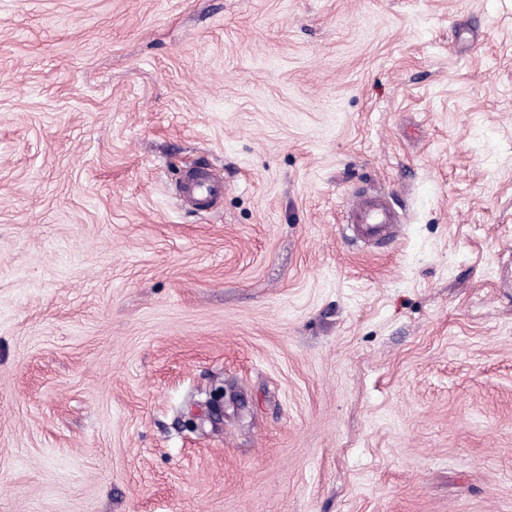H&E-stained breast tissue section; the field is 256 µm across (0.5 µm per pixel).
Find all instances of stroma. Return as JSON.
Returning a JSON list of instances; mask_svg holds the SVG:
<instances>
[{
    "instance_id": "35a3bbf8",
    "label": "stroma",
    "mask_w": 512,
    "mask_h": 512,
    "mask_svg": "<svg viewBox=\"0 0 512 512\" xmlns=\"http://www.w3.org/2000/svg\"><path fill=\"white\" fill-rule=\"evenodd\" d=\"M0 512H512V0H0ZM177 191L188 205L206 210L224 195V174L216 169L197 167L183 177ZM399 216L382 195L357 200L350 209L349 223L356 235L368 241L389 239Z\"/></svg>"
}]
</instances>
